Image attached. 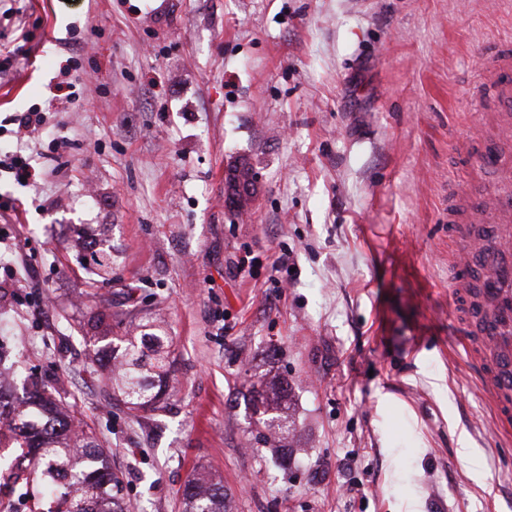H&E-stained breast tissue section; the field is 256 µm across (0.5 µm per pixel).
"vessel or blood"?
<instances>
[{
    "label": "vessel or blood",
    "mask_w": 512,
    "mask_h": 512,
    "mask_svg": "<svg viewBox=\"0 0 512 512\" xmlns=\"http://www.w3.org/2000/svg\"><path fill=\"white\" fill-rule=\"evenodd\" d=\"M480 67L493 75L496 110L486 121L495 135L486 146L504 185L476 187L482 208L466 215L453 211L448 222L455 263L481 266L465 288L455 289L454 302L465 310L467 349L482 371L499 424L507 427L512 425V158L499 146L512 140V44L482 56Z\"/></svg>",
    "instance_id": "b4317fda"
}]
</instances>
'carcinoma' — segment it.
<instances>
[{"mask_svg":"<svg viewBox=\"0 0 512 512\" xmlns=\"http://www.w3.org/2000/svg\"><path fill=\"white\" fill-rule=\"evenodd\" d=\"M163 329L139 336H123L102 350V358L117 372L112 389L132 411L157 409L168 394L169 369ZM252 412L273 426L288 399V386L252 387ZM0 498H9L7 512L28 499V487L37 481L49 499L67 505L65 512H130L120 496L117 475L107 466L93 434L74 421L57 392L36 383L21 401L0 393ZM185 512H224L222 487L196 476L184 489Z\"/></svg>","mask_w":512,"mask_h":512,"instance_id":"obj_1","label":"carcinoma"}]
</instances>
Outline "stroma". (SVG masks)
Here are the masks:
<instances>
[{
  "label": "stroma",
  "mask_w": 512,
  "mask_h": 512,
  "mask_svg": "<svg viewBox=\"0 0 512 512\" xmlns=\"http://www.w3.org/2000/svg\"><path fill=\"white\" fill-rule=\"evenodd\" d=\"M0 0V365L58 387L138 512H512V436L464 352L448 206L490 179L475 75L512 0ZM37 108L41 126L9 118ZM68 145L56 149L57 139ZM246 160L248 215L226 195ZM84 236L109 275L77 260ZM251 255V273L236 262ZM287 266H277L279 256ZM163 325L172 390L134 413L88 327ZM286 382L288 464L250 389ZM7 169L9 173H13L15 178L20 182H26L36 178V171L28 160L21 155H13L4 160L0 159V169ZM218 484L196 476L184 489L185 512H224V492Z\"/></svg>",
  "instance_id": "1"
}]
</instances>
